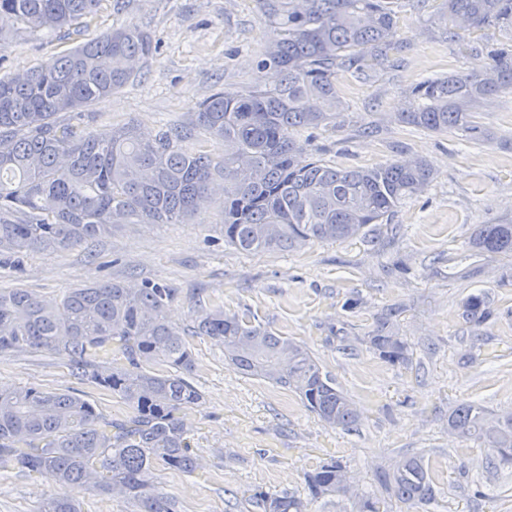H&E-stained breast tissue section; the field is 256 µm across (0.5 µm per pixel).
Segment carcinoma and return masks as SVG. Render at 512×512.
I'll use <instances>...</instances> for the list:
<instances>
[{"label": "carcinoma", "mask_w": 512, "mask_h": 512, "mask_svg": "<svg viewBox=\"0 0 512 512\" xmlns=\"http://www.w3.org/2000/svg\"><path fill=\"white\" fill-rule=\"evenodd\" d=\"M100 0H0V37L15 31L81 32ZM279 28V42L256 61L279 82L236 92L216 89L188 120L151 134L134 121L85 132V108L124 87L152 55L149 36L116 29L33 70L0 77V265L21 269L33 252L73 248L122 224H183L224 183V242L242 251H285L309 241L377 238L400 204L422 192L433 174L420 158L375 167L337 168L302 155L297 129L336 121L341 72L373 69L403 44L400 0H254ZM433 20L453 39L470 29L512 30V0H440ZM512 95V49L492 50L480 73L428 78L406 92L402 124L452 130L467 142L489 140L476 124L480 106ZM202 129L224 145L213 157L183 143ZM476 255L512 256V220L477 225ZM179 289L145 280L138 288L98 281L69 289L49 305L22 289L0 290V355L47 350L67 358L78 376L112 391L131 409L107 420L90 400L35 387L0 384V467L54 479L62 493L41 512H80L72 492L114 488L138 512H174L155 484L154 463L191 470L190 443L178 412L202 398L191 381L189 342L165 317ZM395 313L368 336L386 362L409 361ZM465 316L478 334L494 316L483 295ZM192 334L224 347L240 373L294 389L325 425L348 430L358 413L311 352L252 321L246 313L200 307ZM117 347L127 365L107 360ZM167 366L157 371L154 366ZM458 438L489 448L498 466L512 465V412L491 415L465 403L448 417ZM336 459L306 475L308 496L347 493ZM378 482L401 500L428 505L433 487L423 458L410 457ZM255 512H305L297 495L257 490Z\"/></svg>", "instance_id": "carcinoma-1"}]
</instances>
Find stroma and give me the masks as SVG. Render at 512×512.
I'll list each match as a JSON object with an SVG mask.
<instances>
[{
    "instance_id": "stroma-1",
    "label": "stroma",
    "mask_w": 512,
    "mask_h": 512,
    "mask_svg": "<svg viewBox=\"0 0 512 512\" xmlns=\"http://www.w3.org/2000/svg\"><path fill=\"white\" fill-rule=\"evenodd\" d=\"M438 0H405L399 27L406 48L383 67L338 77L348 108L336 126L296 134L309 154L336 167H371L406 156L433 172L427 189L394 214L379 244L362 238L312 242L288 251L242 252L224 242V190L185 224H126L74 248L30 254L21 270L0 268V289L24 288L46 302L94 281L135 288L142 281L179 288L168 320L189 328L197 305L251 312L256 321L306 346L355 403L357 424L325 426L292 391L247 377L227 365L224 349L190 337L192 381L202 400L180 411L194 459L192 472L155 467L154 477L176 512H251L255 489L305 492V475L334 458L350 490L321 499L307 512H356L362 493L384 512H512V469L495 467L488 449L448 431V415L477 402L512 411V258H467L475 225L512 217V96L479 110L492 141L464 143L399 123L405 94L417 82L454 71L478 72L490 50L512 46V34L491 29L463 40L428 26ZM132 27L157 50L129 82L94 105L90 127L131 120L154 132L187 120L215 89L235 92L273 84L255 60L279 38L253 0H101L82 34L6 33L0 77L21 74L110 30ZM487 294L495 314L472 336L464 306ZM411 360L390 365L367 337L390 308ZM0 382L75 393L104 417L129 407L82 380L67 359L46 351L0 355ZM423 457L435 499L421 508L387 496L376 482L400 460ZM50 479L0 469V512H40L56 497Z\"/></svg>"
}]
</instances>
